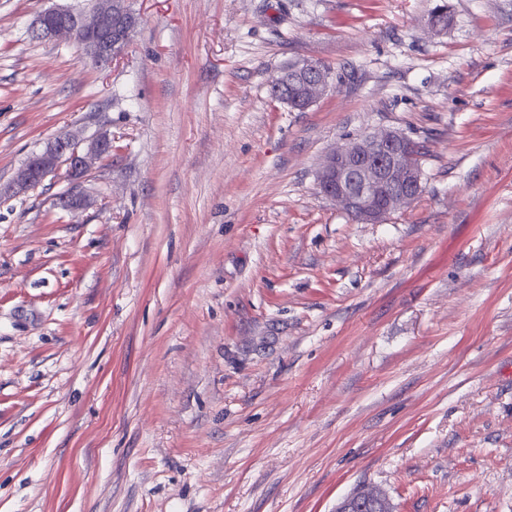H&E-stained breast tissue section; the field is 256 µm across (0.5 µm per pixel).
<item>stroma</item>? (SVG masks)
Returning a JSON list of instances; mask_svg holds the SVG:
<instances>
[{"label":"stroma","mask_w":512,"mask_h":512,"mask_svg":"<svg viewBox=\"0 0 512 512\" xmlns=\"http://www.w3.org/2000/svg\"><path fill=\"white\" fill-rule=\"evenodd\" d=\"M440 1L131 0L101 69L0 0V512H512V0ZM382 128L422 188L361 223L317 171ZM293 64V69L301 76L297 85V101L301 100L304 109H308L326 90L330 76L317 61L298 59ZM111 149L112 141L106 135L90 143L85 151L79 150L77 144L67 136L55 138L43 151L28 157L18 175L17 190L21 192L41 184L61 164L68 166L70 176L80 178L91 168L93 160Z\"/></svg>","instance_id":"1"}]
</instances>
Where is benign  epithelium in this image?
I'll return each mask as SVG.
<instances>
[{"label": "benign epithelium", "mask_w": 512, "mask_h": 512, "mask_svg": "<svg viewBox=\"0 0 512 512\" xmlns=\"http://www.w3.org/2000/svg\"><path fill=\"white\" fill-rule=\"evenodd\" d=\"M127 0H94L89 14L52 8L40 12L31 33L43 41L68 37L95 64L106 66L128 46L138 19ZM294 70L301 76L298 99L311 107L326 90L329 75L322 65L298 59ZM112 141L102 135L81 151L67 136L50 141L45 149L28 157L17 179V190L41 184L62 164L70 176L80 178L93 160L108 153ZM415 142L396 129H380L359 136L331 151L317 174L320 192L356 220L377 224L402 209L421 192V157Z\"/></svg>", "instance_id": "benign-epithelium-1"}]
</instances>
